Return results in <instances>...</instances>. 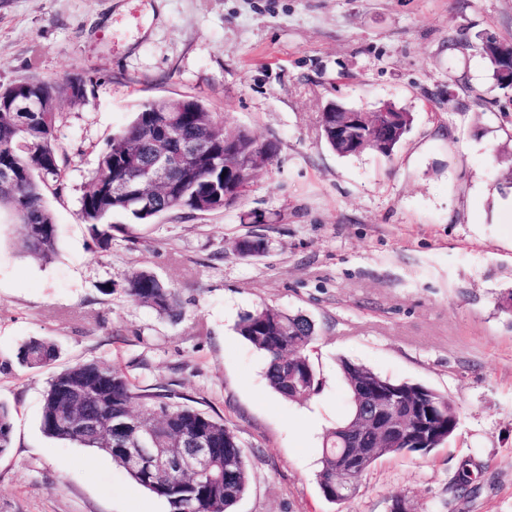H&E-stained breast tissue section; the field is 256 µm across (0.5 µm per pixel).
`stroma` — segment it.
<instances>
[{"instance_id": "35a3bbf8", "label": "stroma", "mask_w": 512, "mask_h": 512, "mask_svg": "<svg viewBox=\"0 0 512 512\" xmlns=\"http://www.w3.org/2000/svg\"><path fill=\"white\" fill-rule=\"evenodd\" d=\"M485 36L512 43V0H0V87L88 81L86 100L58 103L52 259L19 253V224L0 219V512H168L108 455L42 433L54 369L92 360L223 417L250 472L233 512H390L395 495L411 512H512V87L475 51ZM183 97L275 158L232 207L113 214L100 249L78 212L101 152L142 103ZM336 101L394 104L410 130L392 157L338 155L320 122ZM246 236L264 251L237 255ZM139 268L178 289V320L130 301L120 283ZM263 306L314 323L321 386L306 402L269 387L237 331ZM35 336L56 343L54 368L19 364ZM344 360L447 396L459 424L335 504L317 474L324 435L352 413ZM464 462L476 480L457 500Z\"/></svg>"}]
</instances>
